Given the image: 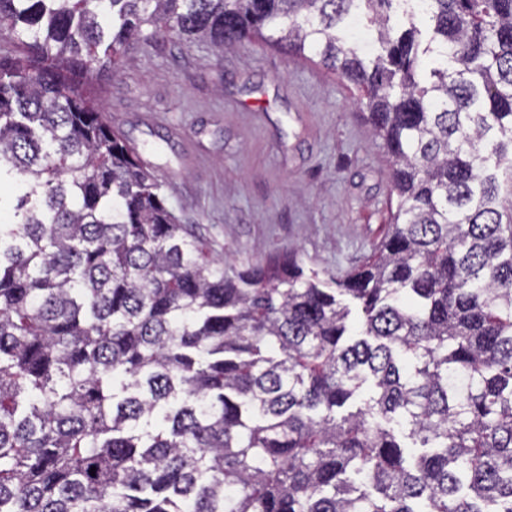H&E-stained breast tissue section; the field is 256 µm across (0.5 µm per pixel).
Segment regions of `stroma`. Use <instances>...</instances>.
Here are the masks:
<instances>
[{
    "label": "stroma",
    "mask_w": 512,
    "mask_h": 512,
    "mask_svg": "<svg viewBox=\"0 0 512 512\" xmlns=\"http://www.w3.org/2000/svg\"><path fill=\"white\" fill-rule=\"evenodd\" d=\"M102 82L101 110L181 223L244 269L294 251L342 276L391 221L389 164L339 75L265 44L142 43Z\"/></svg>",
    "instance_id": "stroma-1"
}]
</instances>
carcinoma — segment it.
Segmentation results:
<instances>
[{"instance_id": "cac0c4a2", "label": "carcinoma", "mask_w": 512, "mask_h": 512, "mask_svg": "<svg viewBox=\"0 0 512 512\" xmlns=\"http://www.w3.org/2000/svg\"><path fill=\"white\" fill-rule=\"evenodd\" d=\"M407 2L0 0V512H512V0ZM157 39L362 92L396 206L358 267L177 221L90 88Z\"/></svg>"}]
</instances>
